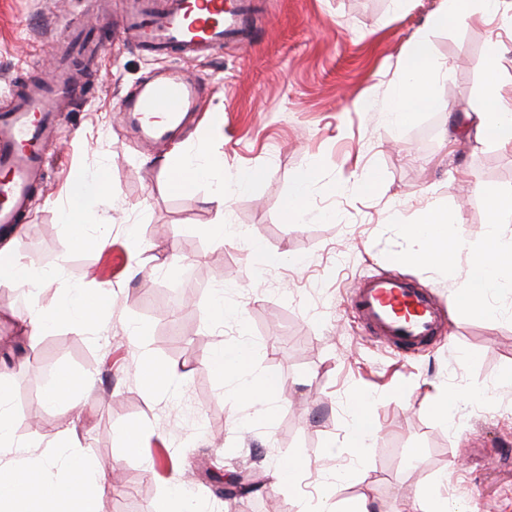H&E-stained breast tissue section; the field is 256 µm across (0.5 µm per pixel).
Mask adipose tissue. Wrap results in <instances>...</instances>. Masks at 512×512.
Returning <instances> with one entry per match:
<instances>
[{
	"instance_id": "ef3b65f1",
	"label": "adipose tissue",
	"mask_w": 512,
	"mask_h": 512,
	"mask_svg": "<svg viewBox=\"0 0 512 512\" xmlns=\"http://www.w3.org/2000/svg\"><path fill=\"white\" fill-rule=\"evenodd\" d=\"M507 0H441L433 13L431 24L447 27L457 22L490 23L503 14ZM483 67L488 81L483 89V104L464 133H475L483 141L502 149L512 150V96L504 95L499 69V48L489 43ZM404 78L390 98L388 115L397 125L411 122L421 110L444 108L445 103L434 92V83L441 68L427 36H418L410 45L402 64ZM170 179L176 180L177 191L192 193L204 183L212 184L208 197L216 213L228 206L224 192V162L212 153L207 144H200L193 156H184L169 167ZM93 192L82 191L70 184L61 217L67 225L72 247L92 246L87 227L74 223L76 213L84 210L91 194H103L108 189L106 179L93 183ZM492 218L485 236L473 258L469 278L461 295L462 307L495 316L488 298L494 293L512 288V232L505 225L512 223V202L493 194L488 198ZM452 222L447 209H429L412 235L416 248L411 259L417 263L438 267L451 266L463 243L450 231ZM0 278L11 282L29 298L27 313L17 326L21 333L36 336L59 323L96 324L102 313L94 290L75 289L64 304L47 307L40 300L41 273L32 260L15 255L11 231L0 232ZM92 379L78 376L66 369L57 370L47 383L42 406L59 407L73 403L76 396L87 394ZM112 466H105L75 455L64 466L45 471L44 467L19 466L15 469L0 465V512H100V494L112 481Z\"/></svg>"
}]
</instances>
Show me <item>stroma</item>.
<instances>
[{
  "mask_svg": "<svg viewBox=\"0 0 512 512\" xmlns=\"http://www.w3.org/2000/svg\"><path fill=\"white\" fill-rule=\"evenodd\" d=\"M127 0H0V98L17 71L47 81L66 25L118 21ZM440 0H258L250 44L229 43L208 58L180 64L122 43L107 42L87 73V95L59 113V144L13 247L46 271L41 301L54 306L72 288L104 286L103 317L79 330L63 324L39 342L16 336L20 291L0 286V373L10 379L12 439L19 457L66 462L64 440L87 459L118 462L126 492L102 495L101 512H157L171 489L188 493L208 512H334L337 501L366 500L370 512H414L417 498L448 481L453 512H512V294L494 297L496 319L465 311L459 295L490 219L488 194L512 196V151L454 127L482 105V67L489 34L474 24L433 27ZM427 35L449 68L435 86L445 103L405 126L386 109L402 81V61L418 35ZM182 66L201 82L205 123L157 148L126 131L118 96L159 71ZM222 114L220 129L207 120ZM224 159L230 200L224 217L208 204V187L181 194L166 165L195 154L200 140ZM266 168L252 189H234L237 173ZM313 167L308 213L280 220L291 179ZM104 170L107 194L90 198L89 233L97 244L73 249L59 211L75 173ZM373 170L365 193L357 173ZM454 219L468 249L445 270L406 262L411 225L432 206ZM224 221V236L206 234ZM138 236L146 251L133 273L128 250ZM259 236L282 263H251L248 241ZM177 265H167L168 254ZM399 271L434 299L442 325L426 351L398 357L365 331L347 309L358 283ZM228 310L214 325L206 310L215 295ZM142 329L147 348L128 332ZM253 346L255 370L219 379L206 361L217 345ZM174 367L161 392L147 391L137 372L144 352ZM60 368L91 376L80 401L83 421L69 408L43 409L46 382ZM278 384L264 401L239 391L264 375ZM447 398L454 425L435 417ZM370 411L380 427L373 447L348 449L352 419ZM142 431L136 453L124 455L118 433ZM179 458L156 477L152 450ZM302 456L307 465L293 490L275 482L277 466ZM251 473L258 489L242 498L217 495L206 465Z\"/></svg>",
  "mask_w": 512,
  "mask_h": 512,
  "instance_id": "1",
  "label": "stroma"
}]
</instances>
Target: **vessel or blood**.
Segmentation results:
<instances>
[{
  "instance_id": "vessel-or-blood-1",
  "label": "vessel or blood",
  "mask_w": 512,
  "mask_h": 512,
  "mask_svg": "<svg viewBox=\"0 0 512 512\" xmlns=\"http://www.w3.org/2000/svg\"><path fill=\"white\" fill-rule=\"evenodd\" d=\"M254 12L253 0H167L161 8L141 0L120 34L148 53L177 52L192 60L224 44L245 41ZM81 94L60 73L49 84L17 85L0 108L1 227L23 223L56 147V114ZM202 98L201 83L170 72L125 92L118 109L140 140L161 145L200 111ZM350 307L364 327L403 354L427 345L438 333L440 315L432 297L394 274L360 283Z\"/></svg>"
}]
</instances>
